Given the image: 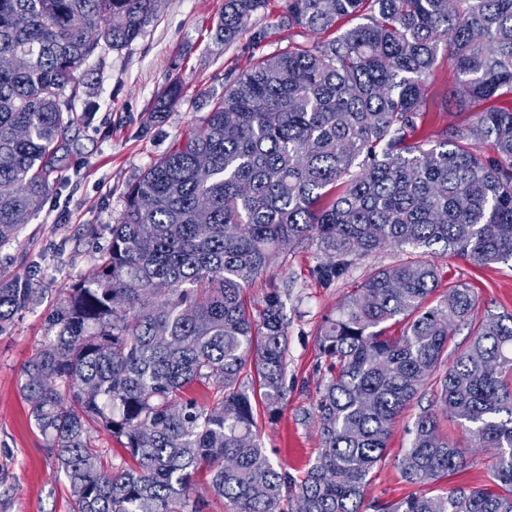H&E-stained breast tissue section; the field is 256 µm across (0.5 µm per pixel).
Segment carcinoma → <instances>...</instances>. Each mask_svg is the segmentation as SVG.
<instances>
[{
  "label": "carcinoma",
  "mask_w": 512,
  "mask_h": 512,
  "mask_svg": "<svg viewBox=\"0 0 512 512\" xmlns=\"http://www.w3.org/2000/svg\"><path fill=\"white\" fill-rule=\"evenodd\" d=\"M265 4L224 0L216 35L261 44L268 32L251 19ZM155 16L156 0H0L1 245L50 192L77 69ZM344 17L364 22L227 78L202 123L128 187L109 246L56 307L23 391L73 512H203L201 476L233 512H284L285 500L293 512H512V314L475 317L466 286L426 306L439 283L427 260L370 272L321 325V448L300 483L253 433L258 410L285 398L287 293L267 292L255 315L244 289L285 246L314 243L326 285L388 247L512 262V108L492 105L512 97V0H286L285 22L317 35ZM442 45L464 87L453 103L475 112L412 142ZM182 98L175 78L151 119ZM30 294L0 271V333ZM461 323L473 338L450 353ZM431 378L472 446L497 449L488 482L424 491L466 458L423 409L397 462L419 491L366 499L395 422ZM196 386L211 405L189 396ZM100 432L131 464L102 465Z\"/></svg>",
  "instance_id": "carcinoma-1"
}]
</instances>
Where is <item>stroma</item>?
Instances as JSON below:
<instances>
[{"label": "stroma", "instance_id": "stroma-1", "mask_svg": "<svg viewBox=\"0 0 512 512\" xmlns=\"http://www.w3.org/2000/svg\"><path fill=\"white\" fill-rule=\"evenodd\" d=\"M223 0H163L143 34L121 50L99 48L77 72L83 90L74 104V122L62 143L54 185L41 211L26 224L18 240L0 246V270L28 278L32 299L18 309L0 333V512H71L68 485L57 471L47 441L34 424L31 403L22 390L28 360L46 342L49 318L71 288L93 269L100 248L125 206L131 182L162 157L173 143L200 124L212 98L224 91L228 73H241L250 57L273 54L309 40L303 29L283 25L286 0H267L252 18L270 36L260 46L248 39L227 44L214 32ZM180 79L184 98L159 121L148 120L158 92ZM458 81L446 50L428 80L431 129L463 124L470 111L449 108ZM405 252L385 249L357 258L347 278L320 284L316 246L290 250L282 263L246 288L259 306L273 287L287 290L288 321L286 395L272 414L259 413L255 432L269 459L295 480L318 456L320 439L312 419L323 384V361L317 334L325 318L368 272L407 260ZM438 303L449 288L464 285L477 296L476 313H512V266H478L437 252ZM431 387H424L396 423L385 460L375 473L370 496L398 500L411 494L397 458L407 448L414 418L430 407Z\"/></svg>", "mask_w": 512, "mask_h": 512}]
</instances>
